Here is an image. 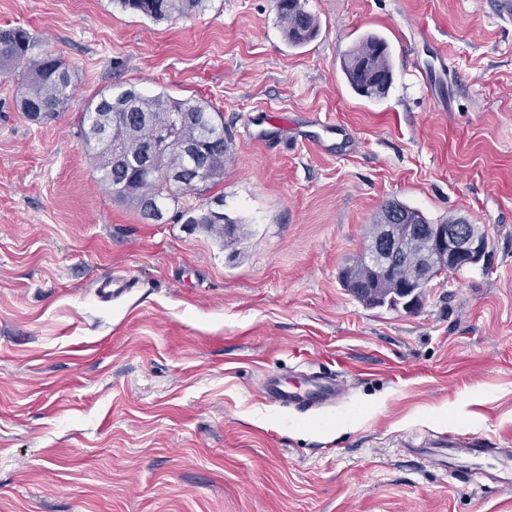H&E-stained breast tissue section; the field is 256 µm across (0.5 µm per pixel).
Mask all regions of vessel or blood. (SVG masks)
<instances>
[{
    "mask_svg": "<svg viewBox=\"0 0 512 512\" xmlns=\"http://www.w3.org/2000/svg\"><path fill=\"white\" fill-rule=\"evenodd\" d=\"M131 287L129 279L115 275L101 280L95 293L100 299L112 301L128 293ZM260 392L269 403L308 412L338 403L346 394V386L330 369L299 370L287 379L269 372L262 378ZM422 454L424 461L439 467L453 483L512 489V448L489 447L480 437L465 444L452 438L447 446L426 448Z\"/></svg>",
    "mask_w": 512,
    "mask_h": 512,
    "instance_id": "vessel-or-blood-1",
    "label": "vessel or blood"
}]
</instances>
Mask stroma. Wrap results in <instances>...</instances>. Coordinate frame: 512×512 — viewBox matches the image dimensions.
Listing matches in <instances>:
<instances>
[{
    "instance_id": "1",
    "label": "stroma",
    "mask_w": 512,
    "mask_h": 512,
    "mask_svg": "<svg viewBox=\"0 0 512 512\" xmlns=\"http://www.w3.org/2000/svg\"><path fill=\"white\" fill-rule=\"evenodd\" d=\"M288 46L274 0L154 20L117 0H0L60 54L56 118L0 75V512H512L418 448H512V0H307ZM388 45L370 100L343 58ZM135 87L212 104L224 177L163 221L96 182L87 103ZM330 116L336 133L312 128ZM486 230L491 269L436 277L418 310L369 308L340 276L390 200ZM234 221L216 235L182 210ZM132 279L100 301L97 281ZM341 372L331 409L264 402V372ZM281 1L277 9V21L289 46L301 47L318 31L317 17L305 7L306 1Z\"/></svg>"
}]
</instances>
